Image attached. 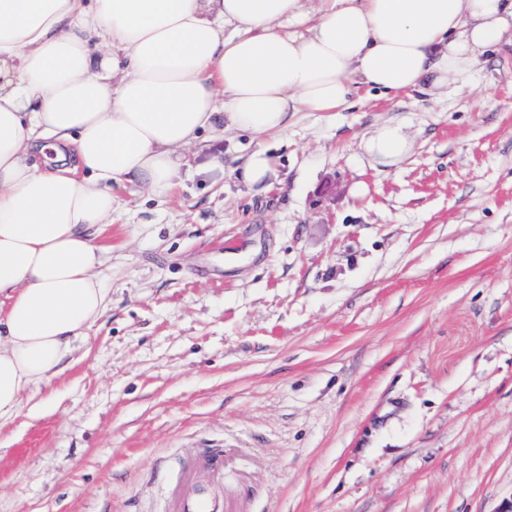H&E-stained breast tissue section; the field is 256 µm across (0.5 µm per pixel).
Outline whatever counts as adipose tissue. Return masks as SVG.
I'll return each instance as SVG.
<instances>
[{"label": "adipose tissue", "instance_id": "ef3b65f1", "mask_svg": "<svg viewBox=\"0 0 512 512\" xmlns=\"http://www.w3.org/2000/svg\"><path fill=\"white\" fill-rule=\"evenodd\" d=\"M512 41V0H0V420L56 376L103 314L114 186L172 191L202 137L258 140L247 186L277 176L264 138L353 90L461 91ZM411 149L390 122L365 143ZM54 151L41 169L35 153Z\"/></svg>", "mask_w": 512, "mask_h": 512}]
</instances>
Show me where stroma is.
Returning a JSON list of instances; mask_svg holds the SVG:
<instances>
[{
	"label": "stroma",
	"instance_id": "obj_1",
	"mask_svg": "<svg viewBox=\"0 0 512 512\" xmlns=\"http://www.w3.org/2000/svg\"><path fill=\"white\" fill-rule=\"evenodd\" d=\"M404 121L384 166L364 141ZM227 134L165 197L116 189L110 303L0 421V512H159L193 449L234 512H499L512 500V45L471 87L364 89ZM366 151L379 162L396 165L411 149V136L403 122H390L378 127L365 143ZM240 179L249 187L266 186L277 177L276 161L268 149L259 146L251 152L240 167Z\"/></svg>",
	"mask_w": 512,
	"mask_h": 512
}]
</instances>
